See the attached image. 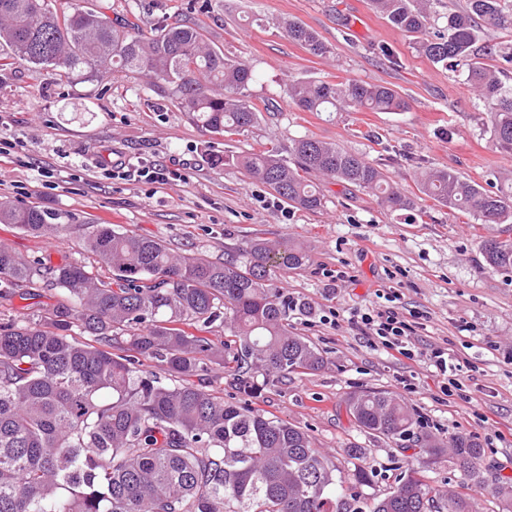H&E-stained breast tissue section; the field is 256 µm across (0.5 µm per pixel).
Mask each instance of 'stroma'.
I'll return each mask as SVG.
<instances>
[{
    "label": "stroma",
    "mask_w": 512,
    "mask_h": 512,
    "mask_svg": "<svg viewBox=\"0 0 512 512\" xmlns=\"http://www.w3.org/2000/svg\"><path fill=\"white\" fill-rule=\"evenodd\" d=\"M109 17L137 20L143 32L174 20L199 24L209 43L247 61L256 74L247 93L259 107L254 127L222 138L196 125L169 90L149 79L112 72L69 84L20 63L0 67V197L69 214L64 230L32 235L0 224V243L18 255L52 263L83 260L79 225L103 224L164 242L174 253L221 259L225 247L254 236L288 239L308 252L300 269L281 273L290 296L311 312L297 320L327 360L316 373L268 387L260 408L306 430L341 471L358 446L375 472L365 497L392 486L396 467L424 470L440 489L461 476L447 461L425 464L402 441L359 432L345 401L361 390L386 391L413 411L419 431L442 439L463 434L484 450L488 479L512 478V275L490 268L485 240L512 239V224H482L418 190V167L449 168L477 183L512 184V155L498 151L490 115L465 81L418 54L410 39L373 11L369 0H97ZM284 19L312 28L333 48L319 58L292 42ZM393 52L385 59L383 50ZM338 77L381 83L406 98L405 112H302L287 98L289 77ZM303 136L364 154L414 198L410 211L383 210L374 193L322 182L321 210L295 209L268 185L222 157L273 142L289 149ZM145 159L185 169L166 185L114 178L113 158ZM396 298L417 317L419 355L395 357L381 339L351 324L356 314ZM445 347L473 371L460 397L439 390L421 351Z\"/></svg>",
    "instance_id": "35a3bbf8"
}]
</instances>
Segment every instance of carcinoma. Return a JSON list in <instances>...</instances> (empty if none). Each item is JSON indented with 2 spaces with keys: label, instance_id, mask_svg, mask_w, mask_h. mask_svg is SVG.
Instances as JSON below:
<instances>
[{
  "label": "carcinoma",
  "instance_id": "obj_1",
  "mask_svg": "<svg viewBox=\"0 0 512 512\" xmlns=\"http://www.w3.org/2000/svg\"><path fill=\"white\" fill-rule=\"evenodd\" d=\"M373 9L435 64L465 63L472 93L490 108V139L512 154V64L483 40V27L512 32V0H466L430 23L431 0H371ZM288 38L325 57L332 46L295 20ZM0 60L63 83L109 69L166 86L180 107L214 135L249 130L257 109L247 99L251 65L208 47L197 24L166 23L151 37L126 18L111 19L91 0L59 12L56 0H0ZM285 93L307 112H404L395 89L346 78L291 80ZM271 187L288 204L315 212L322 176L376 193L390 211L415 201L366 156L313 137L294 141L291 157L263 148L224 159ZM420 191L483 224H512V186H482L451 169L424 168ZM0 223L40 234L65 216L0 200ZM83 249L111 276L78 261L53 265L0 246V288L31 295L59 288L65 301L19 323L0 318V512H477L481 489L512 501V481L487 483L475 438L447 441L415 431L409 408L388 392L365 390L346 401L354 425L374 438L408 440L431 460L463 475L444 494L410 469L391 490L367 501L356 486L373 473L343 476L301 428L253 406L266 387L325 365L322 352L291 331L307 312L274 278L309 261L300 245L271 246L258 236L224 251V260L176 255L162 242L102 224L82 225ZM487 264L512 273V242L489 240ZM224 323L227 340L188 335L175 324ZM125 351L112 352L113 347ZM166 367L167 379L144 369ZM224 368L239 399L228 402L189 379Z\"/></svg>",
  "mask_w": 512,
  "mask_h": 512
}]
</instances>
